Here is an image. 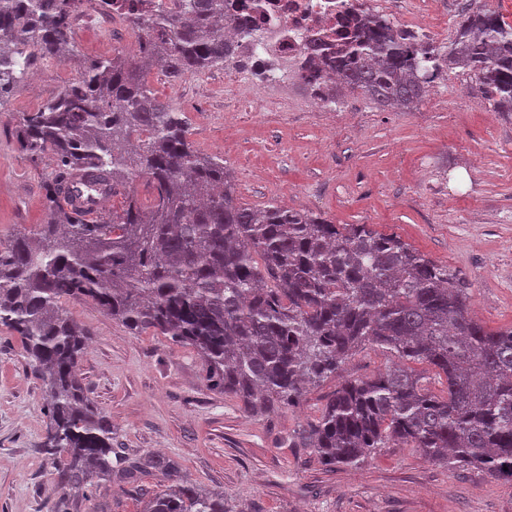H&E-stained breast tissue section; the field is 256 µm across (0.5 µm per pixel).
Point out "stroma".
I'll use <instances>...</instances> for the list:
<instances>
[{
    "label": "stroma",
    "instance_id": "1",
    "mask_svg": "<svg viewBox=\"0 0 512 512\" xmlns=\"http://www.w3.org/2000/svg\"><path fill=\"white\" fill-rule=\"evenodd\" d=\"M449 45L453 22L472 0H401ZM79 53L106 58L133 31L80 8ZM35 81L0 100V234L43 223L50 157L17 142L20 112L75 78L72 63L36 60ZM235 65L171 82L147 78L155 96L182 112L197 150L221 154L241 202L261 208L294 200L334 224H371L394 233L471 283L470 307L490 329L512 325V115L494 109L470 73L441 74L412 110L379 106L351 91L339 111L310 108L308 93L289 109L261 97L224 109ZM91 340L80 364L88 396L112 422L113 447L172 458L189 481L220 492L229 512H512V484L483 470L423 458L402 443L357 466L327 467L289 437L315 419L327 380L299 408L245 413L211 390L192 348L135 334L85 300L67 305ZM41 382L20 337L0 327V512H48L58 495L50 475Z\"/></svg>",
    "mask_w": 512,
    "mask_h": 512
}]
</instances>
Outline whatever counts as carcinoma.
I'll list each match as a JSON object with an SVG mask.
<instances>
[{
  "mask_svg": "<svg viewBox=\"0 0 512 512\" xmlns=\"http://www.w3.org/2000/svg\"><path fill=\"white\" fill-rule=\"evenodd\" d=\"M84 0H0V97L36 58L75 52ZM140 32L138 56L168 79L232 61L224 0H93ZM337 83L381 106H417L446 69L472 73L484 99L512 112V23L481 6L446 48L422 49L385 19L339 33ZM16 135L31 156L52 152L45 220L0 236V327L18 334L42 382L51 476L49 512H112V486L169 483L141 512H230L154 453L112 448V422L85 392L78 365L88 333L65 303L89 299L136 333L190 346L209 386L255 414L296 408L308 389L340 377L320 414L294 435L327 466H352L393 441L430 461L512 482V326L490 330L469 311L470 283L395 234L333 224L310 211L240 202L224 158L193 148L180 113L159 102L124 53L89 58L32 111ZM80 177L115 192L140 178L149 206L127 196L96 218L68 203ZM365 345L398 363L344 375ZM414 364L444 380L437 394Z\"/></svg>",
  "mask_w": 512,
  "mask_h": 512,
  "instance_id": "carcinoma-1",
  "label": "carcinoma"
}]
</instances>
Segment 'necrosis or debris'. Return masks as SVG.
Segmentation results:
<instances>
[{"label": "necrosis or debris", "instance_id": "1", "mask_svg": "<svg viewBox=\"0 0 512 512\" xmlns=\"http://www.w3.org/2000/svg\"><path fill=\"white\" fill-rule=\"evenodd\" d=\"M253 37L225 38L239 64L252 75L237 86V93L262 92L287 100L295 80L310 86L316 106L334 102L330 85L336 79L333 58L336 32L343 18L369 11L414 35H429L428 26L411 12L397 10L393 0H251Z\"/></svg>", "mask_w": 512, "mask_h": 512}]
</instances>
